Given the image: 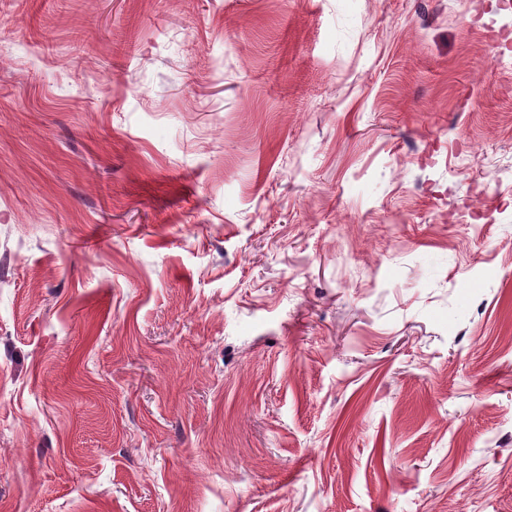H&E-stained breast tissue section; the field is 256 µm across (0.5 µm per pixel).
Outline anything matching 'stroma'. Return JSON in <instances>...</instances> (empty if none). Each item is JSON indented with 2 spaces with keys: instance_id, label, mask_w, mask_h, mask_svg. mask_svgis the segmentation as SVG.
I'll return each mask as SVG.
<instances>
[{
  "instance_id": "stroma-1",
  "label": "stroma",
  "mask_w": 512,
  "mask_h": 512,
  "mask_svg": "<svg viewBox=\"0 0 512 512\" xmlns=\"http://www.w3.org/2000/svg\"><path fill=\"white\" fill-rule=\"evenodd\" d=\"M0 512H512V7L0 0Z\"/></svg>"
}]
</instances>
